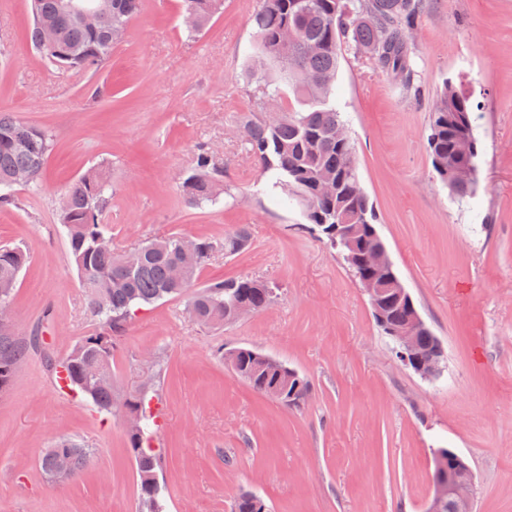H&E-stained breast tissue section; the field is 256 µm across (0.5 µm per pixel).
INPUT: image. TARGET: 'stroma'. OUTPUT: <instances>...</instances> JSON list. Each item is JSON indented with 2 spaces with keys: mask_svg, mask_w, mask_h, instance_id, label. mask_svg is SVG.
I'll use <instances>...</instances> for the list:
<instances>
[{
  "mask_svg": "<svg viewBox=\"0 0 512 512\" xmlns=\"http://www.w3.org/2000/svg\"><path fill=\"white\" fill-rule=\"evenodd\" d=\"M260 0H224L187 38L180 0H143L110 59L92 70L47 66L28 44V0H0V110L49 130L40 191L0 209V246L30 262L13 299L23 347L0 391V512H135L136 475L120 415L60 387L47 361L99 326L86 315L56 197L108 162L106 220L121 252L180 233L250 245L215 251L198 279L242 276L277 287L274 303L219 328L193 324L185 297L135 313L112 354L117 389L156 378V447L167 512H232L240 492L270 512H426L434 451L474 474L472 512H512V0H428L410 35L413 86L343 48L336 107L395 272L442 344L445 370L424 379L381 336L369 298L308 228L303 208L260 175L241 137L264 118L250 75ZM474 102L478 184L458 197L434 172L429 114L445 82ZM218 147L234 188L214 206L180 191L200 145ZM257 349L309 382L289 410L236 377L220 349ZM71 440L94 451L76 480L51 481L41 455Z\"/></svg>",
  "mask_w": 512,
  "mask_h": 512,
  "instance_id": "1",
  "label": "stroma"
}]
</instances>
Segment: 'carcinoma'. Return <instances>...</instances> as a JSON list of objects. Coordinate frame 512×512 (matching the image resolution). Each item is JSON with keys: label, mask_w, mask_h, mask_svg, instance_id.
<instances>
[{"label": "carcinoma", "mask_w": 512, "mask_h": 512, "mask_svg": "<svg viewBox=\"0 0 512 512\" xmlns=\"http://www.w3.org/2000/svg\"><path fill=\"white\" fill-rule=\"evenodd\" d=\"M107 0H30L29 41L49 66L90 69L112 55V47L124 37L129 23L141 12L142 0H117L99 24L78 19L69 5L102 6ZM224 0H182V16L192 15L198 26L185 27L188 35L203 31L220 12ZM425 7V0H261L253 21L258 65L265 66L258 79L266 92L264 103L277 118L244 125V137L261 172L271 174L274 186L296 198L304 207L309 229L329 249L336 251L353 277L375 279L384 288L379 308L387 325L401 328L417 313L390 287L394 268L373 270L360 257L384 247L377 216L362 189L356 150L333 103L342 44L367 57L376 67L406 79L411 72L408 38ZM293 41L288 53L279 43L283 34ZM294 95L304 110L283 106ZM470 98L447 82L429 116L427 148L441 182L460 195L473 192L477 180L478 140L474 134ZM341 137H336V134ZM470 142L472 154L461 152ZM54 147L52 135L9 112L0 111V183L17 173L28 175L26 188L41 186L47 158ZM335 191L328 195L324 186ZM180 192L192 206L215 204L232 195L224 184V172L214 162V151L199 148L193 172L180 184ZM112 202V185L103 166H93L74 178L59 194L57 217L67 231L69 252L85 293L86 307L100 324V332L86 336L64 356L51 360V368L64 387L89 398L99 411L110 414L115 406L140 417V429L125 434L135 463L137 503L135 512H165L158 471L161 455L150 446L154 414L149 406L153 387L136 388L117 397L112 384V351L132 309L153 305L195 287L202 267L210 260L213 242L196 237L198 250L183 281L172 274L182 236L151 239L124 252L112 250V234L105 217ZM250 237L245 227L224 236V255L245 250ZM29 254L20 245L0 247V305L12 303ZM276 286L258 277L214 281L192 293L186 312L200 326L213 328L232 322L234 303L257 313L268 308ZM423 352H442L429 328L419 333ZM22 349L12 339L10 327L0 325V388L13 377ZM231 371L258 392L293 409L308 393V381L299 376V388L288 397V366L252 348L238 347L229 362ZM91 450L63 440L40 460L51 480H70L82 474ZM233 512H267L259 496L245 492Z\"/></svg>", "instance_id": "1"}]
</instances>
